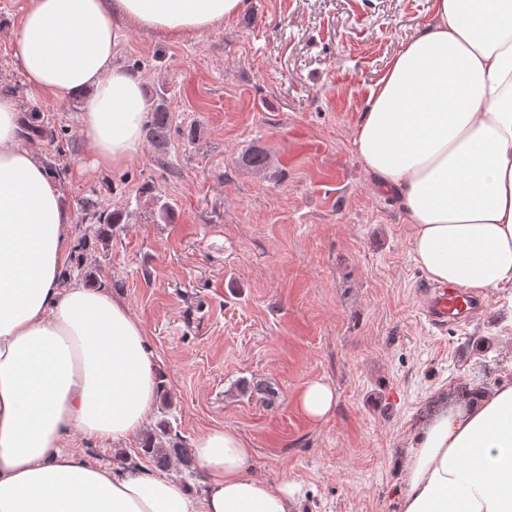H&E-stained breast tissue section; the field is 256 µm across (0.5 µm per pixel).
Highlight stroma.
Segmentation results:
<instances>
[{
	"mask_svg": "<svg viewBox=\"0 0 512 512\" xmlns=\"http://www.w3.org/2000/svg\"><path fill=\"white\" fill-rule=\"evenodd\" d=\"M247 2L178 40L119 24L114 63L147 101L164 98L179 128L166 150L146 140L124 167L94 168L83 101L28 89L63 146L26 145L65 169L74 235L90 194L122 212L111 238L80 255L142 324L186 447L231 428L253 450L250 474L300 485L297 512H399L413 433L470 388L512 380V301L485 296L468 324L433 328L403 201L353 146L371 88L432 22V0ZM26 3L0 0V83L25 79L14 46ZM252 148L269 153L266 172L241 163ZM242 379L267 382L275 399L239 395ZM314 382L337 399L317 422L297 404ZM143 437L76 434L67 449L151 472Z\"/></svg>",
	"mask_w": 512,
	"mask_h": 512,
	"instance_id": "35a3bbf8",
	"label": "stroma"
}]
</instances>
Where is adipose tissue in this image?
<instances>
[{
  "label": "adipose tissue",
  "mask_w": 512,
  "mask_h": 512,
  "mask_svg": "<svg viewBox=\"0 0 512 512\" xmlns=\"http://www.w3.org/2000/svg\"><path fill=\"white\" fill-rule=\"evenodd\" d=\"M246 0H29L15 57L37 93L85 99L81 133L103 169L142 147L137 76L112 63L115 25L171 39L201 33ZM434 21L390 62L353 145L398 190L427 277L468 291L512 288V0H434ZM0 95V512H292L298 484L247 474L239 432L195 439L203 490L130 476L65 448L70 433L118 440L157 396L141 324L107 285L64 284L72 215L59 182L23 146ZM401 512H512V381L473 388L413 438Z\"/></svg>",
  "instance_id": "adipose-tissue-1"
}]
</instances>
